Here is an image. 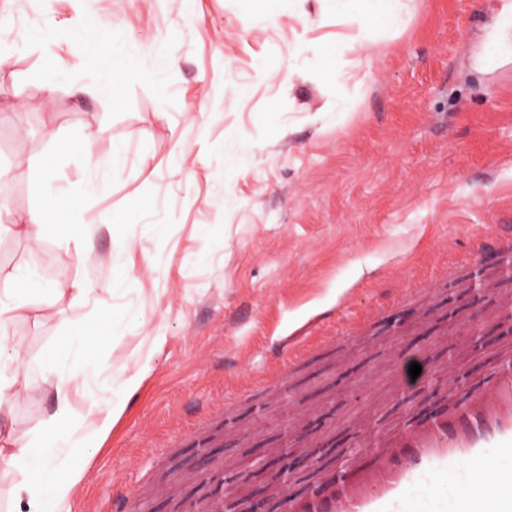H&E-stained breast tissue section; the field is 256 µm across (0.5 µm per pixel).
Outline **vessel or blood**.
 I'll return each instance as SVG.
<instances>
[{
    "label": "vessel or blood",
    "instance_id": "obj_1",
    "mask_svg": "<svg viewBox=\"0 0 512 512\" xmlns=\"http://www.w3.org/2000/svg\"><path fill=\"white\" fill-rule=\"evenodd\" d=\"M470 255L478 261L495 257L496 268L512 272V225L475 238ZM332 315L324 310L272 341V385L284 383L306 347L329 343L319 327ZM429 372L444 378L449 390H462L461 400L377 430L369 448L352 454L337 476H324L308 493L273 487L281 512H512V341L499 347L483 385L461 387L441 365ZM449 480L457 486L452 498L441 490Z\"/></svg>",
    "mask_w": 512,
    "mask_h": 512
}]
</instances>
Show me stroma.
I'll return each mask as SVG.
<instances>
[{
  "label": "stroma",
  "mask_w": 512,
  "mask_h": 512,
  "mask_svg": "<svg viewBox=\"0 0 512 512\" xmlns=\"http://www.w3.org/2000/svg\"><path fill=\"white\" fill-rule=\"evenodd\" d=\"M506 0H412L404 28L374 27L346 84L324 65L297 61L300 36L335 42L347 24L309 28L268 0L275 22L248 26L246 0H0V220L37 211L42 164L56 156L61 186L79 183V145L95 136L106 187L48 223L84 224L88 236L35 243L0 231V289L31 272L26 318L7 333L31 387L12 403L14 439L47 430L56 390L50 362L74 336L100 364L72 389L75 417L88 395L139 374L109 431L74 449L83 479L56 512H111L132 492V512H176L164 493L139 487L169 473L191 499L214 461L247 469L283 445L281 428L244 432L269 403L308 432L346 420L354 391H383L369 408L388 423L422 408L425 382L395 391L390 346L427 351L470 382L485 381L507 315H487L512 277L471 261L475 236L512 225V60L474 67ZM122 31L128 47L156 40V75L100 92L85 49L89 21ZM272 60L290 84L258 79ZM235 89L225 92V79ZM346 111H333L337 98ZM128 275L113 287V264ZM455 263L460 284L438 272ZM82 281L112 305L104 327L93 300L52 293ZM389 301L383 316L361 312ZM336 307L333 348L301 363L279 395L238 397L234 378L259 381L269 339L315 310ZM486 334L475 348L473 330ZM236 399L234 423L202 458L191 437L207 407ZM181 439L160 457L152 446Z\"/></svg>",
  "instance_id": "1"
}]
</instances>
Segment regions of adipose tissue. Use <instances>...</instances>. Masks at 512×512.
<instances>
[{
  "label": "adipose tissue",
  "instance_id": "ef3b65f1",
  "mask_svg": "<svg viewBox=\"0 0 512 512\" xmlns=\"http://www.w3.org/2000/svg\"><path fill=\"white\" fill-rule=\"evenodd\" d=\"M330 10L337 20L347 22L349 32L343 36L340 47L321 46L311 41L299 42L294 50L295 57L314 53L315 57L332 60L328 74L336 80L347 79L351 67L356 65V54L368 40L373 25L385 22L387 26H402L409 14L408 0H327ZM93 51L103 49L112 53V64L96 67L95 76L99 84L115 88L124 85L134 73L151 70L153 47L145 45L136 56L134 63H127L124 50V36L117 30H97L92 38ZM85 180L63 188L56 184L53 175H46L41 188L39 213L27 219L13 222L14 231L32 241H40L51 232L52 227L42 218L44 212L57 211L65 203L77 202L99 191L100 185L95 176L99 171L100 160L93 150H85ZM27 302L14 290L0 291V468L17 475V489L28 496L29 512H54L58 502L65 500L83 477L81 469H68L65 478L57 479L43 475L42 468L51 462L66 463L68 448L74 447L79 435L63 440L51 437L40 438L25 444H17L12 437L11 409L12 398L20 396L29 387L27 375L19 371L21 354L8 344L5 329L13 321L26 317ZM69 349L77 348L75 340H68ZM81 365L56 374V410L50 418L51 424L70 418L72 405L69 391L83 383L86 375L98 366L97 359L87 351L78 350Z\"/></svg>",
  "mask_w": 512,
  "mask_h": 512
}]
</instances>
